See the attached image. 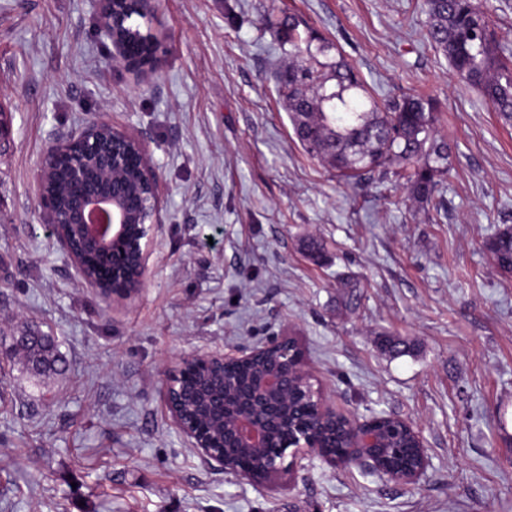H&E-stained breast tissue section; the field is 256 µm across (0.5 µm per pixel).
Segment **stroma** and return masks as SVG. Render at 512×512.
<instances>
[{"label":"stroma","instance_id":"1","mask_svg":"<svg viewBox=\"0 0 512 512\" xmlns=\"http://www.w3.org/2000/svg\"><path fill=\"white\" fill-rule=\"evenodd\" d=\"M100 7L0 0V337L52 330L67 361L48 380L0 364V512H512V276L485 248L512 227V124L427 42L424 0H157L140 75L113 63ZM268 13L297 14L380 93L436 99L450 152L431 203L308 157ZM92 120L143 139L162 188L125 304L78 279L37 199L47 150ZM284 331L357 424L418 431L416 482L316 457L271 491L188 447L169 367Z\"/></svg>","mask_w":512,"mask_h":512}]
</instances>
